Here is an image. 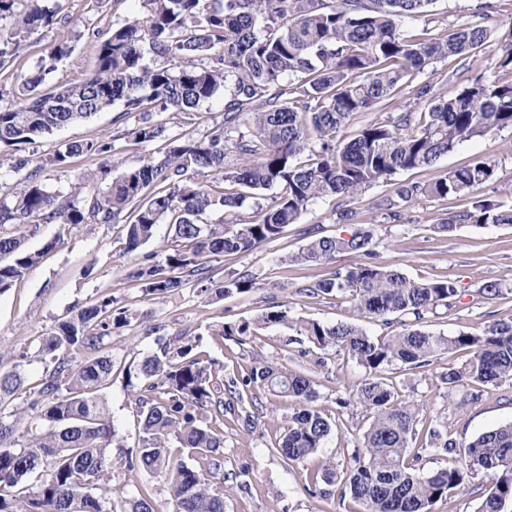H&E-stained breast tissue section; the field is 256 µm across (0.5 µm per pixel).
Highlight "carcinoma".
Returning <instances> with one entry per match:
<instances>
[{"label": "carcinoma", "mask_w": 512, "mask_h": 512, "mask_svg": "<svg viewBox=\"0 0 512 512\" xmlns=\"http://www.w3.org/2000/svg\"><path fill=\"white\" fill-rule=\"evenodd\" d=\"M60 0H0V22L11 21L17 39L0 45V68L14 62L26 39L53 24ZM142 14L112 25L96 44L94 72L66 80L55 93L40 86L69 57L67 41L51 45L38 69L22 75L19 102L0 106V147L35 145L55 131L123 102L136 123L111 139L73 141L39 159L13 158L15 182L0 184V292L10 289L40 258L25 247L31 221L45 224H123L125 252L134 268L128 279L154 300L176 294L194 280L222 298L256 287L248 274L214 279L209 258L248 252L296 224L316 199L353 198L366 188L390 182L400 172L433 165L459 145L489 132H512V79L476 73L444 97L434 80L421 84L428 110L405 111L371 121L350 139L336 133L352 115L389 99L408 80L437 59H452L450 78L476 66L477 50L493 37L489 20L495 0H479L474 20L447 33L422 30L405 36L401 28L428 12L435 0H139ZM161 60L153 66L145 54ZM224 98L222 121L195 137L176 136L153 119L155 112L190 116ZM159 143L164 157H143L125 169L106 191L87 195L81 184L50 191L47 167L65 169L72 159H118L128 147ZM495 163L478 158L424 183H397L380 207L398 209L418 197L446 198L475 193L489 181ZM210 178L205 184L194 179ZM274 188L269 201H255ZM254 200L252 212L245 202ZM221 207L233 228L203 224ZM159 224L173 231L162 261L138 256ZM458 224H512V209L478 197L471 208L448 217L441 228ZM374 232L360 228L347 236L313 237L295 264L324 265L340 256L366 261L304 288L311 296L347 295L354 318L325 325L296 324L297 334L319 349L347 351L365 378L336 397V405L355 403L370 414L341 489L364 512H431L432 505L476 478L491 488L477 512H502L512 501V422L458 443L432 418L428 440L417 445L416 426L423 406L399 400L385 381L388 367L423 370L444 353L464 350L470 357L440 374L448 388L512 387V321H493L474 333L445 336L418 328L439 306L459 296L455 282H421L374 262ZM133 313L103 294L37 338L47 364L45 377L26 384V354L0 372V512H104L112 494V442L116 435L102 389L112 379L107 339L129 325ZM403 328L372 338L359 321ZM290 324L283 309L269 310L255 322L224 323L212 336L254 335V330ZM156 335L158 351L146 356L127 377L137 384L143 436L128 450L126 465L162 478L169 492L161 511L145 493L125 500L128 512H224V482L248 471H224V416L249 430L257 421L253 405L258 385L293 404L286 430L270 451L285 462H299L322 447L335 421L315 406L316 380L303 371L282 372L253 366L241 379L224 381L196 336ZM85 356L76 360V352ZM229 399H224V395ZM22 410H8L18 397ZM459 449L460 465L422 473L417 462L430 452Z\"/></svg>", "instance_id": "obj_1"}]
</instances>
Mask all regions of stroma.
<instances>
[{"label":"stroma","instance_id":"1","mask_svg":"<svg viewBox=\"0 0 512 512\" xmlns=\"http://www.w3.org/2000/svg\"><path fill=\"white\" fill-rule=\"evenodd\" d=\"M60 2L68 23H54L31 36L15 67L0 70V102L12 103L22 74L35 70L47 48L62 40L71 43L73 52L60 62L57 73L47 76L44 92L55 91L61 77L78 79L92 73L96 65L94 31L108 30L141 12L138 0ZM425 80V75H417L390 102L355 114L340 130L339 139H349L361 126L391 112L424 111L426 101L417 96L416 90ZM134 122V114H123L117 105L42 139L36 154L44 158L71 141L118 135ZM147 153L157 159L163 156L158 144L145 149L132 147L107 173H99L98 162L80 159L63 171L46 168L44 182L48 189L65 190L91 171L95 178L86 181V192L102 191L124 169L138 165ZM477 156L496 163L493 178L480 189L481 196L503 207H512V133L507 131L473 138L433 166L400 172L398 178L423 184ZM392 193V185L381 182L346 205L333 197L319 198L308 207L299 223L286 226L279 238L245 253L212 259L210 266L216 277L248 273L258 282L257 288L250 292L223 299L202 292L192 282L164 299L144 297L127 278L131 264L124 252L122 225L83 224L76 228L65 224L30 225L25 245L29 250L41 252L42 257L12 288L0 293V367L10 368L20 353H27L25 371L30 381H38L44 376L46 365L36 354L37 337L53 331L61 321L103 294L112 295L130 309L133 314L130 325L117 329L109 343L113 372L104 398L112 414L118 445L112 450L111 486L116 495L107 499V512H122L124 498L141 490L150 493L160 507L168 498L167 486L161 479L129 470L125 465L127 449L138 447L142 436L135 390L128 384L126 370L156 351L155 338L147 333L149 326L163 325L165 333L171 336L184 333L201 337L211 358L223 365L228 378L260 364L288 372L312 371L320 394L318 405L336 422L331 435L323 447L301 462L287 463L271 454L272 444L288 426L291 409L288 402L270 395L264 388H255L259 402L255 428L247 431L232 419L224 421L225 470L243 467L249 470L245 485L225 482L224 509L225 512H354L355 503L340 496L338 485L322 483L311 492L306 484L310 471L322 464H331L336 474L341 475L352 461L355 440L370 419L359 406L338 407L336 393L358 384L364 376L363 369L347 352L318 349L286 324L259 330L242 344L232 338L213 339L208 328L219 322L254 321L278 303L287 308L291 319L299 321L315 320L330 325L351 320L353 308L348 297L314 298L306 295L304 289L354 265V258L344 256L318 267L286 261L288 255L308 243V231L313 227L330 235H347L361 227H373L375 250L381 263L417 281H454L461 292L457 303L438 309L435 315L422 321V330L448 336L478 331L493 320H512L511 292L492 300L479 292L489 281L512 282V225L460 224L452 231H443L441 225L448 216L470 208L471 199L467 196L422 197L406 204L399 217L393 218L375 207L377 200ZM345 206L356 213L355 219L347 223L336 217L337 211ZM467 357L464 351L445 354L420 372L398 364L388 368L385 379L395 395L424 403L427 410L438 411L449 435L467 441L512 422V393L507 390L484 387L479 402L472 404L468 401L470 386L449 389L442 384L440 373L459 367Z\"/></svg>","mask_w":512,"mask_h":512}]
</instances>
